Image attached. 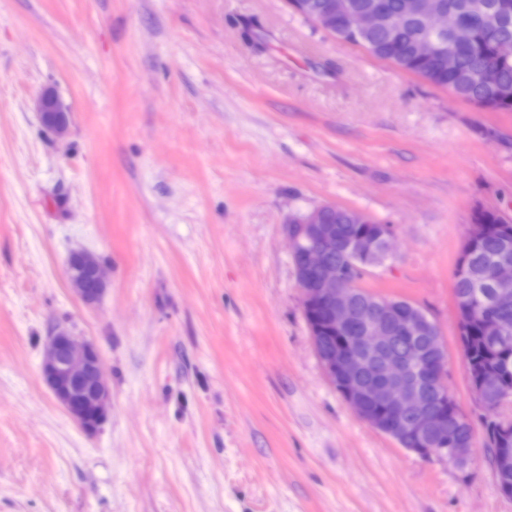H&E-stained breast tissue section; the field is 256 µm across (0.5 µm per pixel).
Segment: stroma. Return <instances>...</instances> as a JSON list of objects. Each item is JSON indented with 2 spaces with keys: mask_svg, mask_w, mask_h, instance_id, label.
I'll return each mask as SVG.
<instances>
[{
  "mask_svg": "<svg viewBox=\"0 0 512 512\" xmlns=\"http://www.w3.org/2000/svg\"><path fill=\"white\" fill-rule=\"evenodd\" d=\"M325 205L391 228L360 285L427 313L479 423L453 272L477 211L512 219V112L287 0H0V512H512L486 456L423 459L330 383L287 244ZM59 327L103 355L92 434L41 377ZM37 108L42 121L47 126L52 128L60 137L66 135L68 130L66 114L60 102L52 93L42 94L37 102ZM82 258L81 265L79 269H74V266L72 264V258L69 260L68 265V278L70 281V284L73 288V290L77 293V295L85 302H93L99 298V296L102 294L104 287H105V279L103 275V270L101 266V262L95 255L82 251L79 252ZM89 271L94 278V280L97 282L100 288H96V285L90 280H87L86 286L87 288H81L79 287V283L81 281V274L83 271ZM88 288H96L95 291H90Z\"/></svg>",
  "mask_w": 512,
  "mask_h": 512,
  "instance_id": "obj_1",
  "label": "stroma"
}]
</instances>
